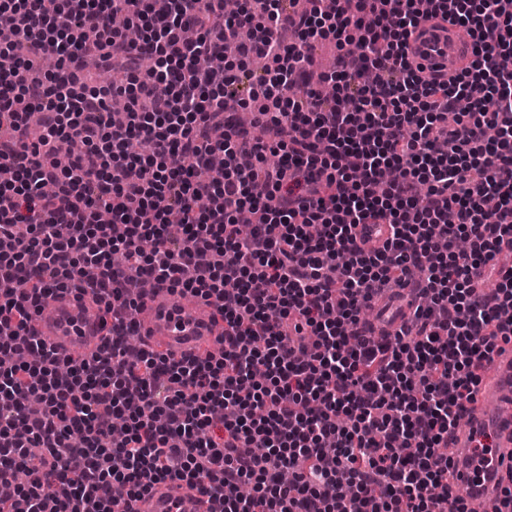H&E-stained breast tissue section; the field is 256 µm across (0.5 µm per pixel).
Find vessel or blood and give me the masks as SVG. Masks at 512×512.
<instances>
[{"label":"vessel or blood","instance_id":"obj_1","mask_svg":"<svg viewBox=\"0 0 512 512\" xmlns=\"http://www.w3.org/2000/svg\"><path fill=\"white\" fill-rule=\"evenodd\" d=\"M473 56V41L458 26H425L412 42V58L427 71L453 75ZM39 337L59 356L96 351L104 336L95 307L61 294L31 321ZM136 334L151 351L176 357L202 355L224 343V321L215 305L186 296L173 302L167 285L144 294ZM456 468L451 484L467 486L485 512H502V488L512 479V345L493 355L476 406L468 408L452 437ZM481 467H473V460ZM200 487L162 483L137 498L119 500L114 512H212Z\"/></svg>","mask_w":512,"mask_h":512}]
</instances>
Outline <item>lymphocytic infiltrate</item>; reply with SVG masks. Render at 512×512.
I'll return each mask as SVG.
<instances>
[{"label":"lymphocytic infiltrate","instance_id":"obj_1","mask_svg":"<svg viewBox=\"0 0 512 512\" xmlns=\"http://www.w3.org/2000/svg\"><path fill=\"white\" fill-rule=\"evenodd\" d=\"M257 2L228 18L224 0H0V512H113L167 480L216 512H469L442 446L512 341V266L495 264L512 246V0ZM448 18L474 58L423 76L409 40ZM330 37L332 99L311 87ZM226 53L270 62L247 98L243 71L201 64ZM91 63L126 83L89 85ZM231 98L257 103L267 141L235 130ZM363 224L392 236L367 250ZM407 280L412 326L375 335L366 302ZM154 282L216 305L222 354L124 346ZM65 292L113 322L94 356L29 327Z\"/></svg>","mask_w":512,"mask_h":512}]
</instances>
